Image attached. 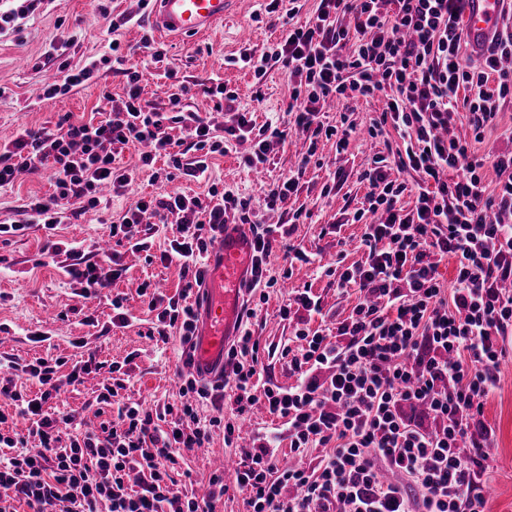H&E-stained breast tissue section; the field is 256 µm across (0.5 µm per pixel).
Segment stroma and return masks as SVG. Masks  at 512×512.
<instances>
[{
    "mask_svg": "<svg viewBox=\"0 0 512 512\" xmlns=\"http://www.w3.org/2000/svg\"><path fill=\"white\" fill-rule=\"evenodd\" d=\"M237 16L228 25L206 36L188 40H165L167 50L162 67L149 66L137 44L148 26V13L140 0H112L113 14L134 16L133 24L117 31L122 47L131 51V63L146 66L143 98L157 108L167 107L166 91L169 84L186 87L183 105L201 116L215 117L213 103L203 89L211 77H222L229 88L236 91L241 111L256 113L258 119L273 116L281 125H288V78L284 71L273 69L263 78H255L252 71L231 65L229 59L237 55L241 43L238 31L249 33L256 52L266 51L282 34V23L276 18L256 17V0H239ZM107 24L99 14L94 0H53L48 9L37 12L27 20L21 37H0V142L17 138L23 130L51 128L67 114L87 117L92 112L110 111L114 99L124 94L126 78L122 73L101 67L96 77L73 88L66 96L47 99L43 96L44 83L52 73L45 63L49 43L66 45L71 64L80 65L90 57H101L107 50L110 36ZM174 70L173 79L159 77L160 68ZM383 95L367 102L343 100L327 112L321 113V122L340 124L343 117L355 120L359 133L352 136L347 152L336 153L331 143L318 145L315 157L300 180V190L277 208L265 205L260 191L261 183H274L287 177L297 161L306 153L308 145L298 135H289L285 145L275 147L273 164L262 173L250 171L241 162L249 152L247 142L233 143L224 155L209 160L206 176L193 177L177 171L171 185L188 195L205 196L211 184L234 193L249 202V217L258 224H284L296 211L307 212L303 223L286 238L277 239L267 260L268 274L278 284L267 302L258 304L254 316L245 318L244 326L262 346L275 347V354H261L265 366V382L288 387L295 383L285 359L278 348H300L294 335L292 321L279 315V308L295 290L307 287L320 297L322 316L313 317L311 330H324L331 323L348 317L359 301L354 288H339L336 276L326 275L323 267L336 258L345 265L365 260L361 244L362 227L348 223L347 218L360 208L368 191L367 183L358 178L373 146L363 141L360 131L367 128L382 111ZM344 171L347 179L341 189L323 195L322 188L332 182L337 171ZM166 186L152 182L150 171H143L133 191L123 195L107 196L98 210L81 217L65 216L59 225L56 242H80L91 245L99 238L105 224L118 220L144 196L163 192ZM53 183L48 173L22 174L13 187L0 189V224L23 220L24 209L31 195L49 196ZM336 232H329V225ZM51 237L41 225H30L26 234L0 240V323L7 331L0 332V357L30 360L43 355L71 356L72 340L84 338L87 351L98 360L125 363L128 378L127 393L149 405L177 401L179 398L175 371L179 363L178 336L168 342L151 338L148 331L155 319L136 295L138 285L152 281L167 296H175L185 282L176 266H164L160 261L146 262L143 254L124 246H113L126 267L125 275L113 283V294L126 296V305L134 317L130 327L113 326L112 308L103 298L89 300L82 314L71 313L78 300L73 294L69 278L50 263L43 249ZM298 248L311 255L308 264H288L285 255L289 248ZM292 269L291 278H284V269ZM95 318V325L83 324V315ZM48 331L49 339L34 343L30 331ZM483 420L495 431V444L489 450L488 512H512V351L508 352L500 368L497 390L484 405Z\"/></svg>",
    "mask_w": 512,
    "mask_h": 512,
    "instance_id": "1",
    "label": "stroma"
}]
</instances>
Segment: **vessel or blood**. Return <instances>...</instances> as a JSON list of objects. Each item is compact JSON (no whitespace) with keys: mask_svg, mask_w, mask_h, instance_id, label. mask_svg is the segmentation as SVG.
Masks as SVG:
<instances>
[{"mask_svg":"<svg viewBox=\"0 0 512 512\" xmlns=\"http://www.w3.org/2000/svg\"><path fill=\"white\" fill-rule=\"evenodd\" d=\"M233 2L152 0L149 23L164 37H198L229 19ZM507 16L512 17V0H465L463 38L472 58L487 55ZM254 260L255 241L248 225H225L205 264L191 359V371L197 379L215 380L224 368L229 342L242 328Z\"/></svg>","mask_w":512,"mask_h":512,"instance_id":"vessel-or-blood-1","label":"vessel or blood"}]
</instances>
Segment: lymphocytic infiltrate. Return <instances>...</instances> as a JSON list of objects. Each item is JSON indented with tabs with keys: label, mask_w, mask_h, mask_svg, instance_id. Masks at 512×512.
I'll return each mask as SVG.
<instances>
[{
	"label": "lymphocytic infiltrate",
	"mask_w": 512,
	"mask_h": 512,
	"mask_svg": "<svg viewBox=\"0 0 512 512\" xmlns=\"http://www.w3.org/2000/svg\"><path fill=\"white\" fill-rule=\"evenodd\" d=\"M463 17V0H319L313 17L268 52L239 51V63L255 77L285 70L292 131L308 140V155L322 138L345 151L356 130L352 123L319 122L328 101L378 92L387 101L368 136L382 137L391 128L402 141L375 153L359 174L369 191L352 220L363 226L367 257L339 276V287H356L361 297L337 322L335 339L296 327L300 352L281 351L296 384H272L260 393L254 384L264 370L258 340L243 333L227 353L224 376L237 392V413L264 403L285 419L294 456L325 450L315 467H285L278 463L279 434L257 435L236 474L252 512H486L494 430L483 421V408L498 385L512 333V223L503 220L512 216V150L479 155L473 146L489 130L512 143V126L498 120L500 101L512 97V32L474 62L461 54ZM109 48L110 55L77 68L59 52H47L58 68L44 95H65L108 63L126 78L125 95L111 111L97 119L67 115L56 130L0 144L1 189L20 173L51 170L53 193L28 205L48 232L64 212L77 217L97 208L101 188L124 193L158 157L180 165L171 155L172 129L198 153L190 170L195 177L230 141L250 142L242 162L255 169L284 143L288 132L240 111L236 93L219 77L204 92L225 113L223 126L184 110L178 92L169 96L171 112L143 104L142 72L127 66L118 41ZM462 111L472 130L468 141L452 132ZM135 144L142 147L138 166L121 165L120 153ZM396 168L412 170L414 180L393 178ZM247 208V200L213 185L204 201L184 193L140 198L104 231L131 252L147 253L151 219L177 216L184 230L160 261L178 264L198 285L218 230ZM46 251L70 277L78 299H110L113 326H128L124 299L112 294L125 271L117 255L93 262L78 246L64 251L52 244ZM446 258L455 263L448 288L439 273ZM191 293L186 287L167 300L148 284L138 288L156 313L159 338L177 330L186 362L197 323ZM8 368L11 377L0 383V512H217L228 490L223 474L212 473L199 495L176 489L173 472L213 430L233 444L236 427L224 419L220 385L179 375L180 404L152 411L123 396L118 364L92 354L75 362L14 359ZM104 369L112 377L98 386L96 428L87 429L77 413L52 410L64 387ZM30 382L36 393H28ZM205 401L214 414L203 420L197 405ZM408 406L424 407L435 429L408 418ZM388 471L395 481L385 480Z\"/></svg>",
	"instance_id": "obj_1"
}]
</instances>
